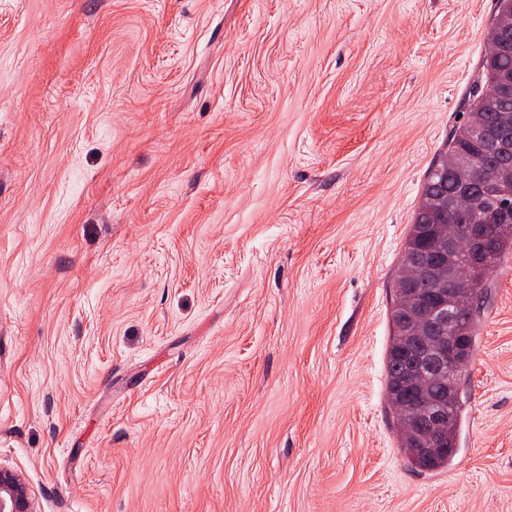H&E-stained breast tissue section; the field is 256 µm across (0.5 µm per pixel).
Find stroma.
<instances>
[{"mask_svg":"<svg viewBox=\"0 0 512 512\" xmlns=\"http://www.w3.org/2000/svg\"><path fill=\"white\" fill-rule=\"evenodd\" d=\"M496 0H0V464L39 512H512V252L448 469L392 282ZM391 411L396 420L400 436V448H406L405 455L413 469L420 472H435L446 469L451 465L456 451L448 452V450H443L427 452L419 449L423 443L419 429H415L405 440H402L401 436L407 429L408 420L402 412L401 402L397 400L393 401L391 403Z\"/></svg>","mask_w":512,"mask_h":512,"instance_id":"stroma-1","label":"stroma"}]
</instances>
